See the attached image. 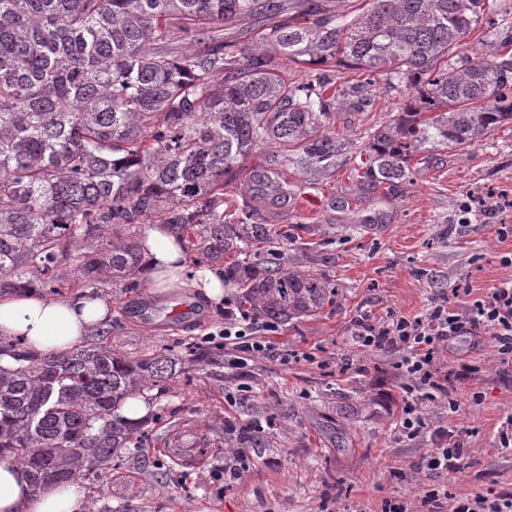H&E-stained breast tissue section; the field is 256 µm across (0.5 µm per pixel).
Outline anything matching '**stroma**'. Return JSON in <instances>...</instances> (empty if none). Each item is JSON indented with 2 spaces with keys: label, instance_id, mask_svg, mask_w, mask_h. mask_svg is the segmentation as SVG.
Instances as JSON below:
<instances>
[{
  "label": "stroma",
  "instance_id": "obj_1",
  "mask_svg": "<svg viewBox=\"0 0 512 512\" xmlns=\"http://www.w3.org/2000/svg\"><path fill=\"white\" fill-rule=\"evenodd\" d=\"M373 93L368 111H338L339 136L354 140L397 111L400 92L380 80ZM273 155L265 146L246 156L224 198L254 209L257 223L277 226L283 259L332 283L334 303L278 321L263 350L243 353L208 341L223 329L225 308L242 319L235 283L219 308L193 293L157 295L144 275L135 288L104 287L112 319L102 344L131 358L171 349L176 375L164 388L144 390L146 440L85 480L80 512H381L384 501L416 500L437 480L457 494L512 493V455L495 443L512 414V363L499 361L491 338L460 336L440 355L442 369L458 373L455 422L473 435L460 471L437 480L416 470L433 438L394 433L406 381L395 354L351 341L360 316L412 317L451 288H490L512 277L500 263L512 253V237L497 233L512 225V122L474 146L418 153L410 178L391 185L362 183L370 156L356 144L333 172L282 169L290 194L275 205L244 187ZM186 420L208 440L209 454L194 468L159 450L165 433ZM229 425L267 435L266 447L239 459L224 439Z\"/></svg>",
  "mask_w": 512,
  "mask_h": 512
}]
</instances>
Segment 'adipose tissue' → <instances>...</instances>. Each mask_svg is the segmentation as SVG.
Instances as JSON below:
<instances>
[{
	"label": "adipose tissue",
	"mask_w": 512,
	"mask_h": 512,
	"mask_svg": "<svg viewBox=\"0 0 512 512\" xmlns=\"http://www.w3.org/2000/svg\"><path fill=\"white\" fill-rule=\"evenodd\" d=\"M142 236L148 245L144 258L154 292L164 295L195 289L211 304H220L224 297L222 268L189 269L182 262L183 253L174 235L161 225H144ZM111 317L112 303L101 296L0 295V337L20 340L28 349L44 354L71 350ZM84 494L78 478L31 492L21 465L0 463V512H79Z\"/></svg>",
	"instance_id": "1"
}]
</instances>
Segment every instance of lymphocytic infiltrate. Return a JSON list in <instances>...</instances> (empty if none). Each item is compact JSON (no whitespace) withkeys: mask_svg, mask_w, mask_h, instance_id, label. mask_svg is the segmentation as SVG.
<instances>
[{"mask_svg":"<svg viewBox=\"0 0 512 512\" xmlns=\"http://www.w3.org/2000/svg\"><path fill=\"white\" fill-rule=\"evenodd\" d=\"M485 335L494 340L502 361H512L511 278L479 296L468 286L451 289L414 317L392 315L378 323L359 318L353 341L361 347L397 352V367L408 379L395 427L400 438L413 441L426 434L423 408L434 398L447 402L452 419L460 413L461 404L450 390L452 374L441 369L439 354L453 337ZM467 434L453 422L437 427L436 446L419 461V468L432 474L459 471L467 453ZM420 512H512V495L491 489L452 495L434 488L421 497Z\"/></svg>","mask_w":512,"mask_h":512,"instance_id":"f902f5d3","label":"lymphocytic infiltrate"}]
</instances>
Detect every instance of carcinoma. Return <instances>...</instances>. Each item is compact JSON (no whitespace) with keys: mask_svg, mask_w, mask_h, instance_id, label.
Returning a JSON list of instances; mask_svg holds the SVG:
<instances>
[{"mask_svg":"<svg viewBox=\"0 0 512 512\" xmlns=\"http://www.w3.org/2000/svg\"><path fill=\"white\" fill-rule=\"evenodd\" d=\"M495 14L496 0H363L336 14L319 0H0V293L133 288L141 252L126 230L161 214L195 261L231 257L244 316L318 312L324 278L248 258L269 228L238 208L224 220V177L283 145L249 175L277 202L288 197L277 169L336 168L348 148L336 107H372L380 76L405 98L360 135L365 182L406 179L429 142H483L512 120V19ZM487 17L494 39L468 42ZM239 25L258 45L227 40ZM186 37L196 51H178ZM281 57L308 68L306 82H285ZM336 66L365 77L338 89ZM174 375L161 351L0 346V462L23 466L35 491L113 467L143 437L119 409Z\"/></svg>","mask_w":512,"mask_h":512,"instance_id":"obj_1","label":"carcinoma"}]
</instances>
